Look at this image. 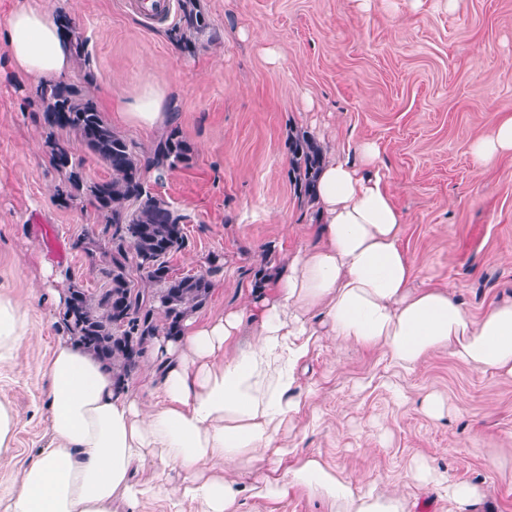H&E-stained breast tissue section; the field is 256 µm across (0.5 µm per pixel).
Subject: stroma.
Masks as SVG:
<instances>
[{
    "label": "stroma",
    "mask_w": 512,
    "mask_h": 512,
    "mask_svg": "<svg viewBox=\"0 0 512 512\" xmlns=\"http://www.w3.org/2000/svg\"><path fill=\"white\" fill-rule=\"evenodd\" d=\"M53 4L81 28L92 91L113 128L150 147L156 132L121 114L152 86L166 92L174 126L194 147L189 166L150 190L186 217V244L170 259L175 275L204 273L213 259L221 267L195 319L242 306L258 289L256 271L316 243L289 173L295 130L349 155L359 141L379 144L415 286H448L476 313L512 297V157L480 169L470 154L512 111V0H199L214 39L191 55L170 40L172 21L146 24L125 0ZM31 92L0 39V292L26 305L30 321L29 341L0 365V389L19 419L1 494L50 434L41 366L61 328L45 288L67 291L69 271L89 290L104 284L97 262L75 245L100 236L103 224L93 208L57 198L62 175ZM53 237L61 252L51 250ZM300 382L288 445L351 480L369 476L378 490L398 491L407 512H448L411 478L418 460L481 486L494 512H512V381L444 351L403 375L381 353L325 336ZM428 393L442 397L448 416L422 413ZM262 477L240 474L241 512H330L303 490L281 503L254 496Z\"/></svg>",
    "instance_id": "obj_1"
}]
</instances>
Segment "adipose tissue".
Segmentation results:
<instances>
[{
  "label": "adipose tissue",
  "mask_w": 512,
  "mask_h": 512,
  "mask_svg": "<svg viewBox=\"0 0 512 512\" xmlns=\"http://www.w3.org/2000/svg\"><path fill=\"white\" fill-rule=\"evenodd\" d=\"M11 65L32 84L65 78L75 60L50 8L21 6L5 21ZM128 121L156 130L171 119L164 95L145 92ZM356 161L329 151L317 184L320 241L298 250L261 296L223 318L188 320L180 336L158 337L146 360L154 405L116 388L112 371L72 341L59 342L42 367L52 439L36 449L0 512H112L154 495L135 484L147 461L180 471L174 496L196 512H241L236 472L267 471L258 490L282 502L297 487L325 498L331 512H406L397 491L373 480L351 481L320 456L289 450L280 435L299 413L298 370L313 336L378 350L404 373L435 352L512 380V299L473 315L448 288L414 287L415 268L400 245L403 214L379 167L377 143L357 144ZM476 166L512 155V116L472 146ZM29 334L26 308L0 295V363L12 361ZM453 512H479L484 490L420 466Z\"/></svg>",
  "instance_id": "1"
}]
</instances>
